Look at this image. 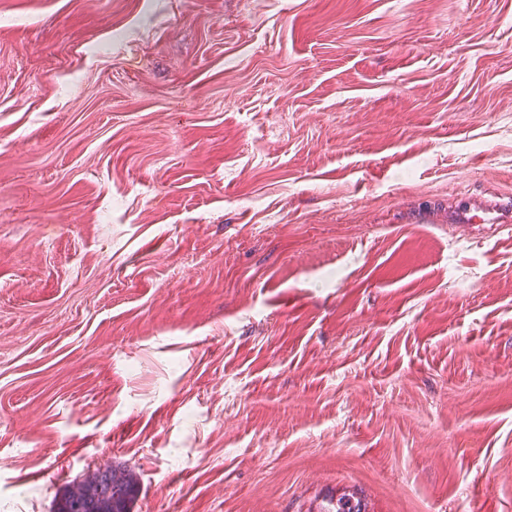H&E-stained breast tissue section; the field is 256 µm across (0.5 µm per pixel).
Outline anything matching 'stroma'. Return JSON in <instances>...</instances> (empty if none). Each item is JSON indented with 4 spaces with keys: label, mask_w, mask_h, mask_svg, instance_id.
<instances>
[{
    "label": "stroma",
    "mask_w": 512,
    "mask_h": 512,
    "mask_svg": "<svg viewBox=\"0 0 512 512\" xmlns=\"http://www.w3.org/2000/svg\"><path fill=\"white\" fill-rule=\"evenodd\" d=\"M512 0H0V512H512ZM452 224H510L511 205L487 198H468L448 211ZM313 512H370L369 502L350 490H336L325 495L312 509Z\"/></svg>",
    "instance_id": "stroma-1"
}]
</instances>
